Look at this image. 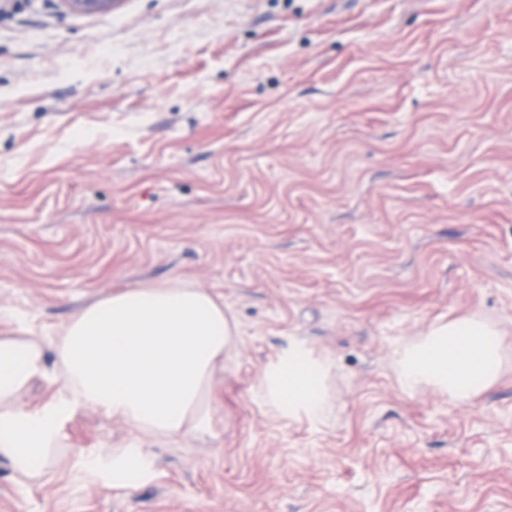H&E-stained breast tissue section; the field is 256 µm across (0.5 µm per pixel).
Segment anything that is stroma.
Listing matches in <instances>:
<instances>
[{"instance_id":"35a3bbf8","label":"stroma","mask_w":512,"mask_h":512,"mask_svg":"<svg viewBox=\"0 0 512 512\" xmlns=\"http://www.w3.org/2000/svg\"><path fill=\"white\" fill-rule=\"evenodd\" d=\"M174 280L235 324L210 432L79 409L41 480L0 458V512H512V0H0V336ZM464 315L498 382L404 389L396 348ZM300 343L320 420L259 394ZM100 465L112 473L113 481L131 487L137 480L133 477L147 470L146 448H112L100 454Z\"/></svg>"}]
</instances>
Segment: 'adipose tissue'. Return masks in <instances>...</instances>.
Wrapping results in <instances>:
<instances>
[{"label": "adipose tissue", "mask_w": 512, "mask_h": 512, "mask_svg": "<svg viewBox=\"0 0 512 512\" xmlns=\"http://www.w3.org/2000/svg\"><path fill=\"white\" fill-rule=\"evenodd\" d=\"M234 323L205 288L175 284L126 288L76 311L63 335L0 336V457L24 480L40 479L62 446V425L93 406L159 439L207 431L211 375L233 342ZM500 331L476 317L433 326L395 353V374L409 390L428 387L464 405L503 371ZM327 361L302 346L289 350L262 386L275 407L320 418L327 411ZM59 389L42 407H20L35 381ZM115 482L132 486L146 449L112 448L99 457Z\"/></svg>", "instance_id": "1"}]
</instances>
